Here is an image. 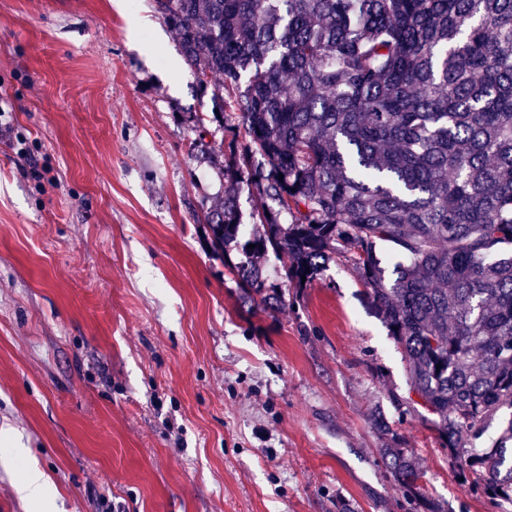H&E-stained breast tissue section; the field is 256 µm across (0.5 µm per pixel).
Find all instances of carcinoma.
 <instances>
[{
    "label": "carcinoma",
    "mask_w": 512,
    "mask_h": 512,
    "mask_svg": "<svg viewBox=\"0 0 512 512\" xmlns=\"http://www.w3.org/2000/svg\"><path fill=\"white\" fill-rule=\"evenodd\" d=\"M212 110L224 195L203 211L242 298L267 308L353 251L367 303L459 476L512 502V0H153ZM260 160H255V157ZM259 223L241 239L240 195ZM402 258L388 271L378 245ZM254 248H248V245ZM273 253L286 284L256 259ZM383 461L410 502L423 473Z\"/></svg>",
    "instance_id": "carcinoma-1"
}]
</instances>
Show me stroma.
Masks as SVG:
<instances>
[{
    "label": "stroma",
    "instance_id": "35a3bbf8",
    "mask_svg": "<svg viewBox=\"0 0 512 512\" xmlns=\"http://www.w3.org/2000/svg\"><path fill=\"white\" fill-rule=\"evenodd\" d=\"M0 512H512L405 415L348 255L250 316L197 216L207 112L151 0H0ZM36 465L43 502L18 483ZM383 461L395 483L409 502L420 500V482L423 473L416 466L405 448H384Z\"/></svg>",
    "mask_w": 512,
    "mask_h": 512
}]
</instances>
